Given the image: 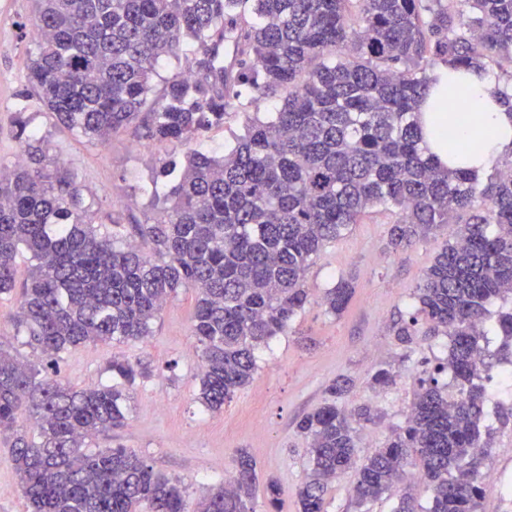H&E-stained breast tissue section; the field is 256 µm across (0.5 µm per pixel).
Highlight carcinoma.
I'll use <instances>...</instances> for the list:
<instances>
[{
    "instance_id": "1",
    "label": "carcinoma",
    "mask_w": 512,
    "mask_h": 512,
    "mask_svg": "<svg viewBox=\"0 0 512 512\" xmlns=\"http://www.w3.org/2000/svg\"><path fill=\"white\" fill-rule=\"evenodd\" d=\"M37 53L28 89L55 120L97 143L146 125L152 140L186 145L245 116L222 156L193 150L165 160L144 188L151 216L92 225L77 176L49 156L23 109L13 126L21 151L0 166V295L28 263L15 315L27 345L55 360L85 342L141 340L179 288L197 294L191 332L203 346L198 400L219 411L257 370L255 350L285 333L311 304L306 273L327 244L370 210L393 212L388 247L398 251L443 227L453 242L428 267L418 305L397 323L410 342L424 321L450 337L446 363L424 372L406 426L362 464L355 425L371 408L329 399L297 423L311 439L298 491L300 512H325L328 484L358 467L352 492L362 512L408 477L433 490L426 512H478L480 423L489 374L480 340L489 306L512 297V155L479 179L440 166L421 146L415 119L438 65L512 60V0H33ZM234 57L224 65V52ZM166 57L187 69L152 97ZM284 94L266 117L249 113ZM168 191H158V181ZM354 294L342 279L322 297L339 315ZM512 346V311L496 316ZM119 383L76 387L23 362L0 340V433L31 512H187L182 488L124 448L86 453L87 443L126 425L127 390L150 376L141 361L112 360ZM448 372L453 391L439 386ZM390 366L373 388L395 382ZM257 463L236 451L224 484L195 512H255ZM265 499L279 512L278 482Z\"/></svg>"
}]
</instances>
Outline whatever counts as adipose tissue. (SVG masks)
Instances as JSON below:
<instances>
[{
	"label": "adipose tissue",
	"instance_id": "ef3b65f1",
	"mask_svg": "<svg viewBox=\"0 0 512 512\" xmlns=\"http://www.w3.org/2000/svg\"><path fill=\"white\" fill-rule=\"evenodd\" d=\"M460 76L466 89V107L436 108L426 99L420 103L417 117L424 146L442 166L465 167L480 176L512 154V108L503 103L504 96H512V86L495 85L486 73L478 70H464ZM447 123L452 124L457 138L467 146L466 157L449 158L441 133L442 125Z\"/></svg>",
	"mask_w": 512,
	"mask_h": 512
}]
</instances>
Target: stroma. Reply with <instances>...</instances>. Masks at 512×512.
Instances as JSON below:
<instances>
[{"label":"stroma","mask_w":512,"mask_h":512,"mask_svg":"<svg viewBox=\"0 0 512 512\" xmlns=\"http://www.w3.org/2000/svg\"><path fill=\"white\" fill-rule=\"evenodd\" d=\"M32 0H0V163L12 165L20 150L12 118L21 92L27 88L28 66L37 49L30 23ZM31 127L44 138L51 156L81 178L84 202L95 223L143 221L148 198L143 186L160 161L182 159L188 149L223 154L240 132L242 114H228L223 126L203 134L192 147L153 141L144 132L126 131L105 144L87 139L55 123L37 98L26 102ZM390 213L375 212L354 224L329 244L306 274L314 296L343 277L356 288L347 310L339 316L311 304L288 330L256 352L258 370L222 410H205L198 402L197 378L202 348L190 332L196 293L179 289L152 324V334L139 341L81 344L62 353L55 363L60 375L79 387L112 381V360L149 362L152 374L129 393L128 424L112 440H94L93 449L123 446L147 460L154 471L178 481L189 506L222 485L236 451L248 449L257 460L259 488L256 512H266L263 481L275 479L281 489L280 512H299L298 488L308 464L309 440L296 421L319 407L325 389L336 378L352 382L346 407L370 403L379 415L359 427V456L372 455L393 428L405 425L418 390L421 367H435L448 355L445 336H416L399 342L394 324L407 317L415 292L433 258L450 240L441 229L395 252L388 248ZM15 294L0 295V336L7 337L18 358L49 366V359L17 336L13 318ZM393 366V386L371 385L374 372ZM486 423L493 433L494 452L482 464L490 479L484 484L480 512H512V420H499L494 402H487ZM0 512H30L13 469L10 449L0 435Z\"/></svg>","instance_id":"stroma-1"}]
</instances>
